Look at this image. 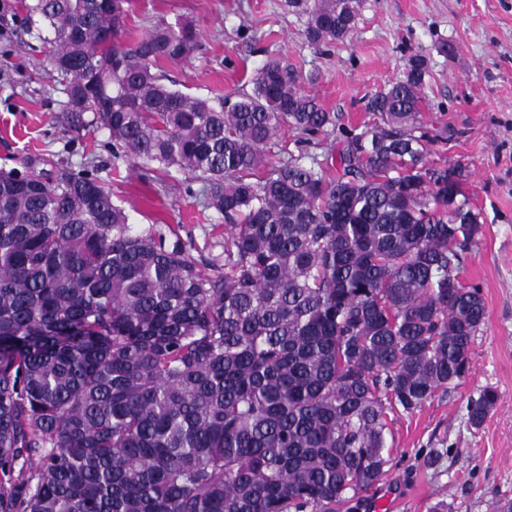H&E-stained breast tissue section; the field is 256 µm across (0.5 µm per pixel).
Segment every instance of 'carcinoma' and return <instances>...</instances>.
I'll return each instance as SVG.
<instances>
[{
	"label": "carcinoma",
	"instance_id": "carcinoma-1",
	"mask_svg": "<svg viewBox=\"0 0 512 512\" xmlns=\"http://www.w3.org/2000/svg\"><path fill=\"white\" fill-rule=\"evenodd\" d=\"M125 0H31L58 124L104 130L144 181L172 170L224 217L203 260L135 230L94 161L0 169V512H355L388 473L389 413L470 373L482 232L467 168L425 161L426 61L338 117L270 57L214 101L160 69L199 46L161 21L121 44ZM362 0H288L314 44L350 38ZM291 131L320 149L278 148ZM498 395L469 406L483 424Z\"/></svg>",
	"mask_w": 512,
	"mask_h": 512
}]
</instances>
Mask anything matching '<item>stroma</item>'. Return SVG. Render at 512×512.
Returning a JSON list of instances; mask_svg holds the SVG:
<instances>
[{
	"instance_id": "35a3bbf8",
	"label": "stroma",
	"mask_w": 512,
	"mask_h": 512,
	"mask_svg": "<svg viewBox=\"0 0 512 512\" xmlns=\"http://www.w3.org/2000/svg\"><path fill=\"white\" fill-rule=\"evenodd\" d=\"M20 5L0 0V167L43 155L77 170L96 157L100 179L134 228L173 229L192 244V256L208 251L223 218L202 209L180 174L143 182L113 158L107 133L78 136L58 125L64 95L44 70L46 44L20 27ZM125 10L136 35L162 20L199 25L201 49L164 66L178 89L229 95L281 55L301 88L346 128L373 122L366 95L402 78L410 56L427 59L423 121L447 137L429 147L427 159L469 170L465 190L484 224L460 278L482 292L486 319L466 380L419 411L393 412L392 469L364 493L360 512H382L386 496L395 512H428L439 500L452 512H494L512 500V0H364L352 38L329 47L305 39L306 18L286 0H129ZM488 389L497 405L473 427L468 406ZM433 451L440 460L430 467Z\"/></svg>"
}]
</instances>
